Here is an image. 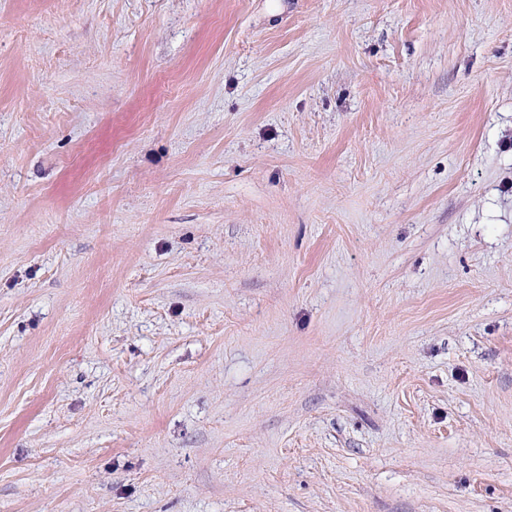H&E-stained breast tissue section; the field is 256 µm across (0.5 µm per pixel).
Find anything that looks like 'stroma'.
<instances>
[{
	"mask_svg": "<svg viewBox=\"0 0 512 512\" xmlns=\"http://www.w3.org/2000/svg\"><path fill=\"white\" fill-rule=\"evenodd\" d=\"M0 512H512V0H0Z\"/></svg>",
	"mask_w": 512,
	"mask_h": 512,
	"instance_id": "1",
	"label": "stroma"
}]
</instances>
